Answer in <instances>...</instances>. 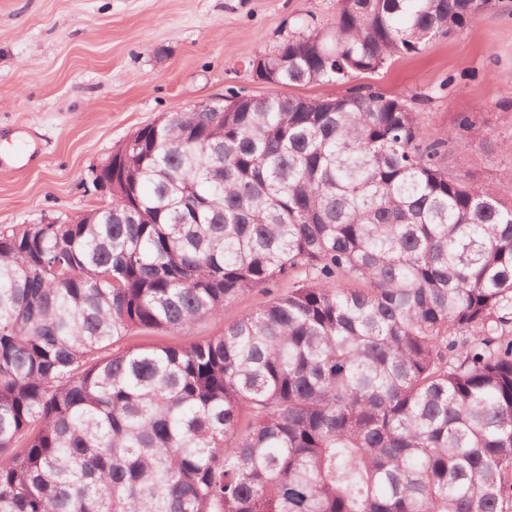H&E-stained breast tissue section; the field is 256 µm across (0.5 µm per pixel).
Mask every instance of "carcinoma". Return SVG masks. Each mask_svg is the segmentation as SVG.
<instances>
[{
	"label": "carcinoma",
	"instance_id": "carcinoma-1",
	"mask_svg": "<svg viewBox=\"0 0 512 512\" xmlns=\"http://www.w3.org/2000/svg\"><path fill=\"white\" fill-rule=\"evenodd\" d=\"M490 0H339L275 86L343 84ZM419 98L234 92L112 152V205L0 229V512H512V201ZM291 288L224 333L240 295ZM290 282H280L275 288L268 290H254L239 296L224 308V316L219 319L206 318L196 323L187 336H167L163 332H154L145 335L146 337L130 338L123 342L128 346L133 343H149L153 345H178L187 344L194 340L217 336L224 331V328L236 321L244 313L259 309L269 300L288 291Z\"/></svg>",
	"mask_w": 512,
	"mask_h": 512
}]
</instances>
